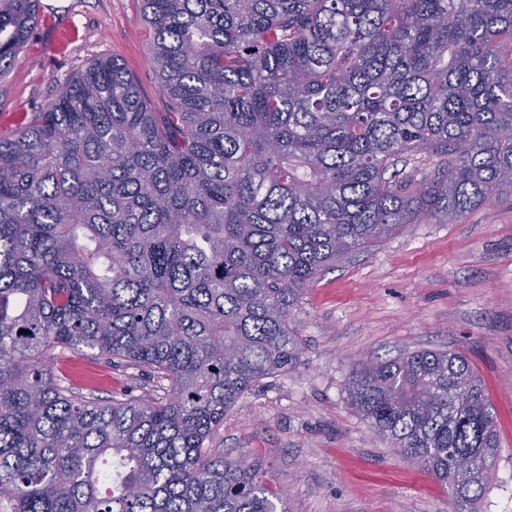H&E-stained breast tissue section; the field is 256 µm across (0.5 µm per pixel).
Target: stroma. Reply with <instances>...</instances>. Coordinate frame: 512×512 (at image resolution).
I'll use <instances>...</instances> for the list:
<instances>
[{
	"label": "stroma",
	"mask_w": 512,
	"mask_h": 512,
	"mask_svg": "<svg viewBox=\"0 0 512 512\" xmlns=\"http://www.w3.org/2000/svg\"><path fill=\"white\" fill-rule=\"evenodd\" d=\"M39 21L0 74V119L31 121L60 86L100 58L120 62L153 111L158 87L142 0H39ZM77 38L54 52L52 36ZM291 320L304 346L294 372L246 391L205 442L227 459L263 460L288 512H452L433 475L397 456L350 406L360 363L418 350H455L476 367L495 408L500 455L480 512H512V204H486L456 224H409L324 268ZM55 375L105 399L156 381L94 352L58 353Z\"/></svg>",
	"instance_id": "obj_1"
}]
</instances>
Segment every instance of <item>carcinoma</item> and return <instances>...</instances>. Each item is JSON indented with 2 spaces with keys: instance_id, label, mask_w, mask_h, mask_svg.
Segmentation results:
<instances>
[{
  "instance_id": "1",
  "label": "carcinoma",
  "mask_w": 512,
  "mask_h": 512,
  "mask_svg": "<svg viewBox=\"0 0 512 512\" xmlns=\"http://www.w3.org/2000/svg\"><path fill=\"white\" fill-rule=\"evenodd\" d=\"M38 0H0V73ZM168 111L120 63L0 135V504L277 512L262 464L204 442L295 371L317 274L407 224L512 200V0H143ZM24 333H19V330ZM94 351L169 382L101 401L48 367ZM350 406L479 512L492 404L457 351L363 363Z\"/></svg>"
}]
</instances>
